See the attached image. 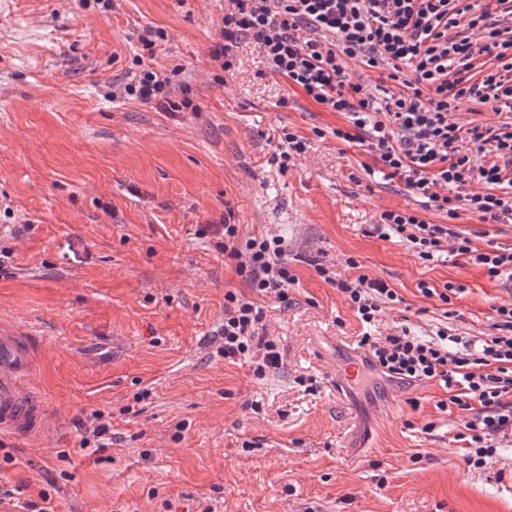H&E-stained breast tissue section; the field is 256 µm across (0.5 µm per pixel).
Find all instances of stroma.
<instances>
[{
	"label": "stroma",
	"mask_w": 512,
	"mask_h": 512,
	"mask_svg": "<svg viewBox=\"0 0 512 512\" xmlns=\"http://www.w3.org/2000/svg\"><path fill=\"white\" fill-rule=\"evenodd\" d=\"M224 0H0V322L42 345L30 387L49 419L0 434V489L46 493L56 512H512V443L468 470L456 417L427 383L395 396L373 382L329 386L364 327L318 260L395 289L378 333H490L512 282L447 256L425 264L374 230L417 208L403 185L369 177L367 146L281 78L251 44L221 70L209 57ZM165 34L154 67L181 66L164 112L112 92L136 71L139 36ZM305 137L277 162L282 128ZM324 129L326 138L315 136ZM281 235L297 277L262 300L282 367L255 377L226 361L224 296L250 295L212 224ZM463 290L451 305L420 281ZM102 421L106 449L82 443Z\"/></svg>",
	"instance_id": "1"
}]
</instances>
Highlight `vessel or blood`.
<instances>
[{"label": "vessel or blood", "mask_w": 512, "mask_h": 512, "mask_svg": "<svg viewBox=\"0 0 512 512\" xmlns=\"http://www.w3.org/2000/svg\"><path fill=\"white\" fill-rule=\"evenodd\" d=\"M37 344L31 330L0 324V431L33 435L46 422L29 386Z\"/></svg>", "instance_id": "b4317fda"}]
</instances>
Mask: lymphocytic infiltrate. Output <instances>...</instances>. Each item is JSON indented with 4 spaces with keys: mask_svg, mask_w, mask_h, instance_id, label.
I'll return each mask as SVG.
<instances>
[{
    "mask_svg": "<svg viewBox=\"0 0 512 512\" xmlns=\"http://www.w3.org/2000/svg\"><path fill=\"white\" fill-rule=\"evenodd\" d=\"M245 38L271 75L345 117L344 126L317 130V137L367 145L375 158L367 174L403 183L443 218L436 224L414 210L387 209L376 231L409 244L421 260L449 248L489 279L512 281L511 246L490 240L479 248L451 226L464 211L482 222L512 220V7L506 0H227L212 61L230 69L233 49ZM352 60L376 72L380 95L352 81ZM173 77L148 65L119 93L169 109ZM467 101L489 106L496 123L458 121ZM220 248L254 292L224 297V356L256 355L253 373L265 376L279 367L281 354L262 332L257 300H287L296 276L280 237L244 239L228 224ZM335 285L370 325L382 304L398 299L387 283L366 274ZM494 312L493 334L474 351L449 349L446 332L427 340L404 327L359 341L369 376L446 390L437 407L454 411L453 439L464 445L473 469L485 467L512 438V305Z\"/></svg>",
    "mask_w": 512,
    "mask_h": 512,
    "instance_id": "lymphocytic-infiltrate-1",
    "label": "lymphocytic infiltrate"
}]
</instances>
